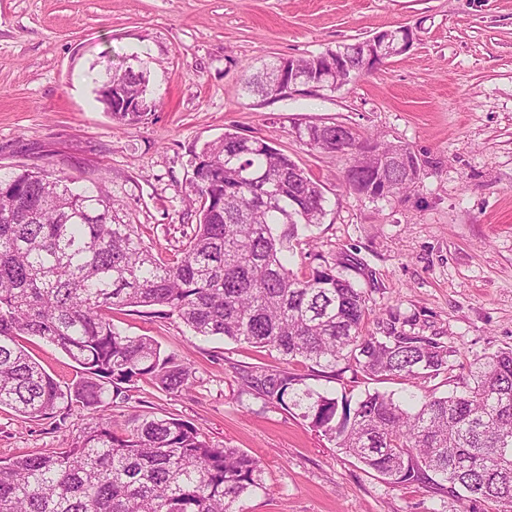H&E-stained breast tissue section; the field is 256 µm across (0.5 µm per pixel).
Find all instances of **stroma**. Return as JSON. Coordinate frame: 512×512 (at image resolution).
Returning <instances> with one entry per match:
<instances>
[{"label":"stroma","instance_id":"obj_1","mask_svg":"<svg viewBox=\"0 0 512 512\" xmlns=\"http://www.w3.org/2000/svg\"><path fill=\"white\" fill-rule=\"evenodd\" d=\"M400 26L412 47L335 91L265 101L243 88L263 64ZM130 66L146 69L156 107L117 125L98 84ZM332 123L408 145L423 164L417 187L387 201L347 191L344 160L298 135ZM227 130L265 139L322 184L326 214L290 255L294 272L352 259L373 317L396 312L406 332L456 349L453 379L423 391L461 389L466 363L512 348V0H0V166L102 185L167 258L196 227L192 161ZM112 323L187 359L195 379L178 396L138 382L110 414L182 419L212 446L259 458L263 488L246 512L464 508L386 483L296 410L244 390L245 372L283 367L278 352L195 336L174 317L116 310ZM308 384L336 398L405 390L349 371ZM89 423L2 408L0 458L69 447Z\"/></svg>","mask_w":512,"mask_h":512}]
</instances>
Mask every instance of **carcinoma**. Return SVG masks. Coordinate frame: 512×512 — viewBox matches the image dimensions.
Listing matches in <instances>:
<instances>
[{"mask_svg": "<svg viewBox=\"0 0 512 512\" xmlns=\"http://www.w3.org/2000/svg\"><path fill=\"white\" fill-rule=\"evenodd\" d=\"M366 43L327 54L364 73ZM273 62L245 79L247 93L282 99ZM131 100L146 76H112ZM314 149L349 157L345 186L369 195L373 174L393 195L419 183L422 163L408 146L341 124L299 132ZM373 144L376 153H363ZM198 222L180 256L166 260L112 211L98 186L71 187L46 171L0 168V408L24 418L73 411L97 416L69 448L0 460V512H244L263 488L259 460L215 448L188 421L104 408L140 381L177 396L194 381L190 364L147 336L112 324V311L143 308L175 316L196 336H222L280 353L288 363L395 377L405 384L448 377L456 351L405 332L389 313L366 325L365 292L327 263L297 274L285 253L299 231L325 215L321 184L258 137L226 132L196 156L190 179ZM61 348L80 375L56 381L23 339ZM460 392L402 401L375 391L352 401L324 396L288 369L252 370L244 385L271 404L301 410L314 431L395 487L423 485L462 503L512 512V350L468 365Z\"/></svg>", "mask_w": 512, "mask_h": 512, "instance_id": "cac0c4a2", "label": "carcinoma"}]
</instances>
